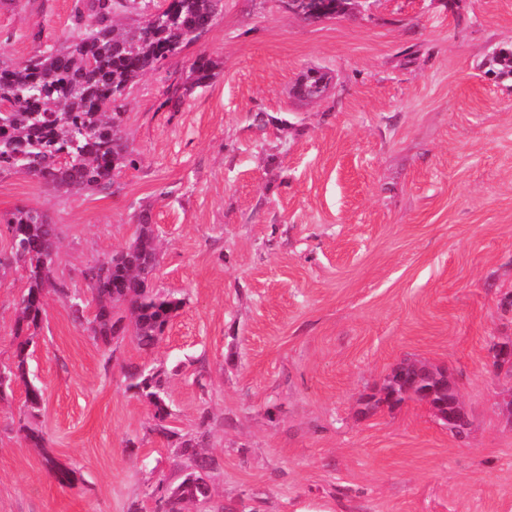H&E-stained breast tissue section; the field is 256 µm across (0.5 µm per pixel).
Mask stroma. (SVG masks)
I'll return each instance as SVG.
<instances>
[{"instance_id":"35a3bbf8","label":"stroma","mask_w":512,"mask_h":512,"mask_svg":"<svg viewBox=\"0 0 512 512\" xmlns=\"http://www.w3.org/2000/svg\"><path fill=\"white\" fill-rule=\"evenodd\" d=\"M78 3L0 0V61L75 36ZM502 46L512 0H352L314 22L284 0H222L198 43L130 89L135 163L111 193L0 173V217L26 205L60 225L71 288L150 209L154 284L184 300L144 350L96 342L49 297L27 378L0 400V512H155L153 488L186 462L127 389L134 366L168 372L177 432L209 422L211 500L186 512H512V381L487 347L512 336V76L486 65ZM202 53L215 77L165 106ZM312 69L330 80L317 100L296 93ZM24 285L0 274V363ZM406 359L448 368L468 437L417 401L359 414ZM30 382L41 449L19 430ZM47 451L80 481L60 485Z\"/></svg>"}]
</instances>
